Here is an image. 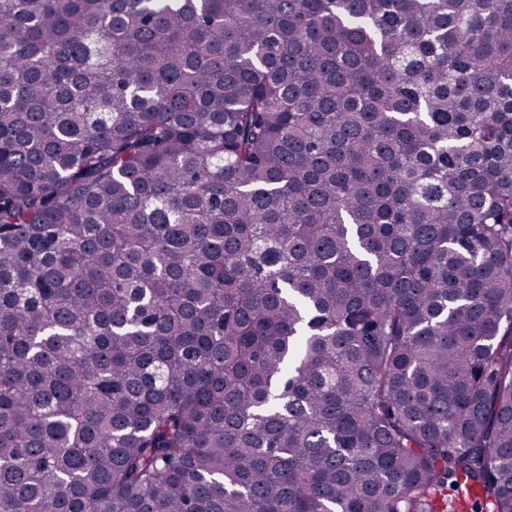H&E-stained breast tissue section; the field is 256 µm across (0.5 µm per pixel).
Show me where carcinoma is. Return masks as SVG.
Returning a JSON list of instances; mask_svg holds the SVG:
<instances>
[{
    "label": "carcinoma",
    "mask_w": 512,
    "mask_h": 512,
    "mask_svg": "<svg viewBox=\"0 0 512 512\" xmlns=\"http://www.w3.org/2000/svg\"><path fill=\"white\" fill-rule=\"evenodd\" d=\"M0 512H512V0H0Z\"/></svg>",
    "instance_id": "obj_1"
}]
</instances>
